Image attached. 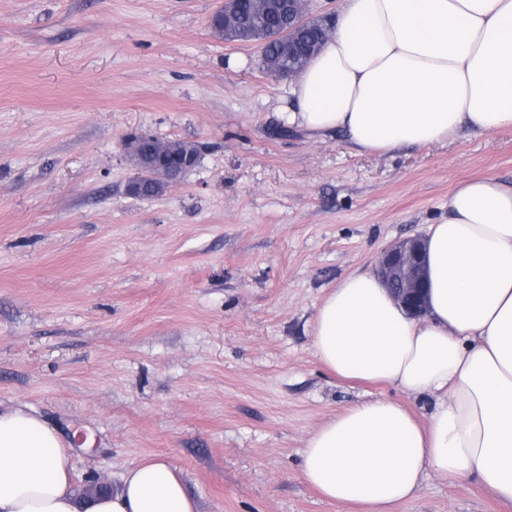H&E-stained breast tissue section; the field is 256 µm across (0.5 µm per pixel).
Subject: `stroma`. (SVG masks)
<instances>
[{"mask_svg": "<svg viewBox=\"0 0 512 512\" xmlns=\"http://www.w3.org/2000/svg\"><path fill=\"white\" fill-rule=\"evenodd\" d=\"M220 0H0V408L58 428L76 489L171 462L198 512H362L302 478L309 435L385 397L312 344L317 310L462 181L512 185V129L392 153L291 126L289 79L217 39ZM200 144L164 193H126L130 134ZM393 512H512L429 476Z\"/></svg>", "mask_w": 512, "mask_h": 512, "instance_id": "obj_1", "label": "stroma"}]
</instances>
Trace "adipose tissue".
<instances>
[{
    "mask_svg": "<svg viewBox=\"0 0 512 512\" xmlns=\"http://www.w3.org/2000/svg\"><path fill=\"white\" fill-rule=\"evenodd\" d=\"M289 123L343 132L364 152L512 128V0H344L330 40L291 83ZM428 310L408 315L373 272L332 288L313 347L343 381L434 400L427 423L373 399L315 430L301 475L324 498L391 512L428 474L474 476L512 502V186L459 183L425 235ZM45 419L0 410V512H197L175 467L126 468L82 500Z\"/></svg>",
    "mask_w": 512,
    "mask_h": 512,
    "instance_id": "1",
    "label": "adipose tissue"
}]
</instances>
